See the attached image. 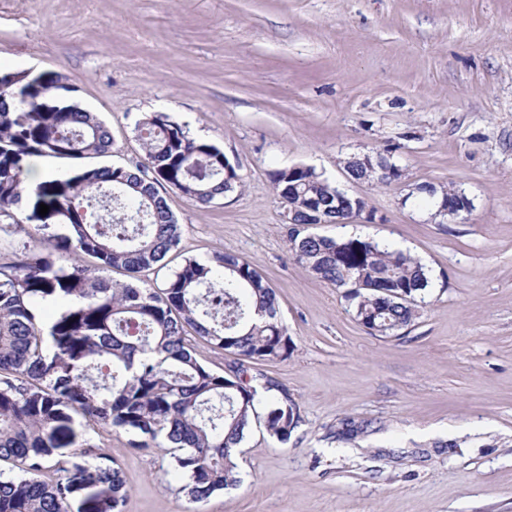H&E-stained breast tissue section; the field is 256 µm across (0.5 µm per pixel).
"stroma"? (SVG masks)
Returning <instances> with one entry per match:
<instances>
[{
	"instance_id": "obj_1",
	"label": "stroma",
	"mask_w": 512,
	"mask_h": 512,
	"mask_svg": "<svg viewBox=\"0 0 512 512\" xmlns=\"http://www.w3.org/2000/svg\"><path fill=\"white\" fill-rule=\"evenodd\" d=\"M0 68L61 73L111 132L103 164L143 160L152 112L219 146L242 185L206 208L167 190L182 237L166 269L236 254L296 345L259 369L301 421L285 444L253 427L238 487L192 501L166 449L79 423L57 451L69 474L98 445L122 469V512H512V0H0ZM371 150L400 182L347 176ZM292 165L375 214L316 233L383 239L430 269L409 327L371 335L289 260L269 174ZM422 183L464 191L470 214L409 198ZM343 417L369 426L336 438Z\"/></svg>"
}]
</instances>
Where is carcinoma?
I'll return each instance as SVG.
<instances>
[{
  "mask_svg": "<svg viewBox=\"0 0 512 512\" xmlns=\"http://www.w3.org/2000/svg\"><path fill=\"white\" fill-rule=\"evenodd\" d=\"M56 72L27 78L0 70V233L17 242V261L0 265V461L18 460L25 475L0 479V512H68L56 450L76 437L73 414L88 424L140 437L134 448L174 451L176 470L196 502L238 486V448L261 423L288 443L300 410L288 392L259 372L235 382L202 365L186 336L193 332L239 361L286 360L295 344L277 317V296L252 265L232 253L189 259L162 284L116 283L109 270L159 272L181 239V225L165 193L176 189L209 206L240 186L236 167L224 169V151L190 135L163 112L137 124L145 160L133 168L97 165L112 151L103 120L68 98ZM36 158L73 160L72 170L32 183ZM374 170L345 165L355 181L390 185L402 169L382 172L389 157L372 153ZM284 209L294 213L288 242L292 259L316 278L344 289L356 319L373 335L411 325L418 298L432 287L430 270L401 249L361 236L304 235L311 210L336 220L332 184L313 168L288 176L270 173ZM438 204L450 198L471 209L451 187L418 184ZM104 199L105 217L90 224L80 200ZM33 202L28 221L60 224L65 232L30 243L16 210ZM49 206L39 215L40 204ZM85 255L97 259L95 269ZM61 304L43 321L33 301ZM58 474L54 481L43 472ZM81 479L111 492L99 512H118L129 490L120 469L80 470Z\"/></svg>",
  "mask_w": 512,
  "mask_h": 512,
  "instance_id": "cac0c4a2",
  "label": "carcinoma"
}]
</instances>
